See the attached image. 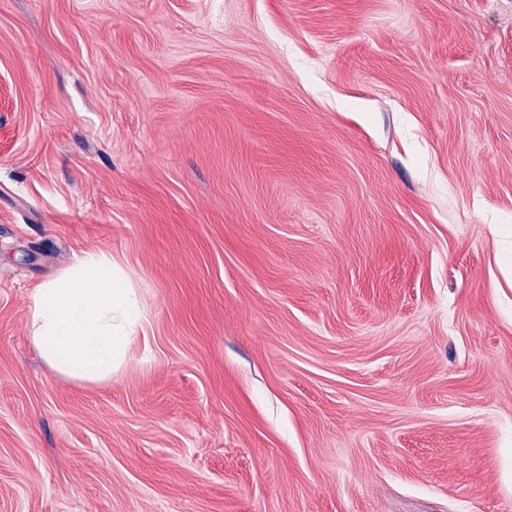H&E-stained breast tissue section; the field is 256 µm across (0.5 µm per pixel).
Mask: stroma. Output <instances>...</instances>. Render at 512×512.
<instances>
[{
    "mask_svg": "<svg viewBox=\"0 0 512 512\" xmlns=\"http://www.w3.org/2000/svg\"><path fill=\"white\" fill-rule=\"evenodd\" d=\"M0 512H512V0H0ZM146 323L131 277L102 251L84 253L35 288L29 305L31 338L42 359L57 374L91 384L112 379Z\"/></svg>",
    "mask_w": 512,
    "mask_h": 512,
    "instance_id": "obj_1",
    "label": "stroma"
}]
</instances>
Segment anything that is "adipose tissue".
<instances>
[{
	"label": "adipose tissue",
	"instance_id": "obj_1",
	"mask_svg": "<svg viewBox=\"0 0 512 512\" xmlns=\"http://www.w3.org/2000/svg\"><path fill=\"white\" fill-rule=\"evenodd\" d=\"M147 316L128 273L102 251L84 253L60 277L35 288L31 338L57 374L80 382L111 380Z\"/></svg>",
	"mask_w": 512,
	"mask_h": 512
}]
</instances>
